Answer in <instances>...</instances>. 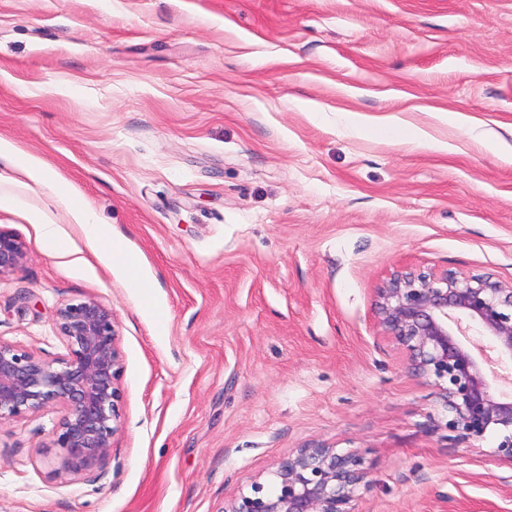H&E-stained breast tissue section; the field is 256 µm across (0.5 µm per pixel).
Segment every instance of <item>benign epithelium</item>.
Masks as SVG:
<instances>
[{
  "label": "benign epithelium",
  "mask_w": 512,
  "mask_h": 512,
  "mask_svg": "<svg viewBox=\"0 0 512 512\" xmlns=\"http://www.w3.org/2000/svg\"><path fill=\"white\" fill-rule=\"evenodd\" d=\"M25 243L0 229V276L22 267ZM377 322L410 368L434 380L446 427L469 443L498 435L492 458L512 464V393L495 392L489 367L512 364V284L489 275L404 267L377 291ZM54 328L67 356L54 364L0 340V424L60 409L47 447L59 449L55 480L105 460L118 418L121 373L112 308L99 300L60 304ZM369 468L356 451L301 448L280 460L275 491L256 483L225 512H355Z\"/></svg>",
  "instance_id": "benign-epithelium-1"
}]
</instances>
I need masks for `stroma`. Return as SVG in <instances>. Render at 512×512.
Instances as JSON below:
<instances>
[{
  "mask_svg": "<svg viewBox=\"0 0 512 512\" xmlns=\"http://www.w3.org/2000/svg\"><path fill=\"white\" fill-rule=\"evenodd\" d=\"M0 138L73 187L0 158V194L64 245L0 208L30 253L0 276V339L58 361L57 308L91 296L122 363L90 472L49 479L56 409L0 425V512H225L314 446L364 455L356 512H512L496 435L458 442L375 320L402 267L512 283V0H0ZM10 206L21 208L28 216L32 224H38L42 236L51 244L57 245L59 241L56 221L49 211L36 206L26 204L19 197L14 195H0V207ZM70 215L73 224H79L85 236L95 242L112 241V231L103 224L97 223L95 215L87 207H71Z\"/></svg>",
  "mask_w": 512,
  "mask_h": 512,
  "instance_id": "stroma-1",
  "label": "stroma"
}]
</instances>
